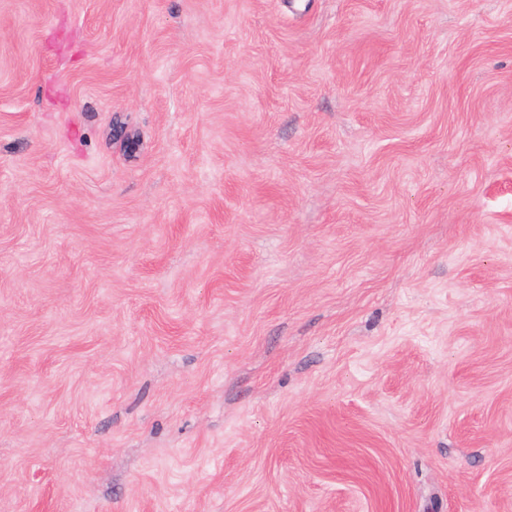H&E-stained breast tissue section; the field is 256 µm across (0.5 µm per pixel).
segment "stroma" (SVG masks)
Here are the masks:
<instances>
[{
	"mask_svg": "<svg viewBox=\"0 0 512 512\" xmlns=\"http://www.w3.org/2000/svg\"><path fill=\"white\" fill-rule=\"evenodd\" d=\"M0 512H512V0H0Z\"/></svg>",
	"mask_w": 512,
	"mask_h": 512,
	"instance_id": "1",
	"label": "stroma"
}]
</instances>
